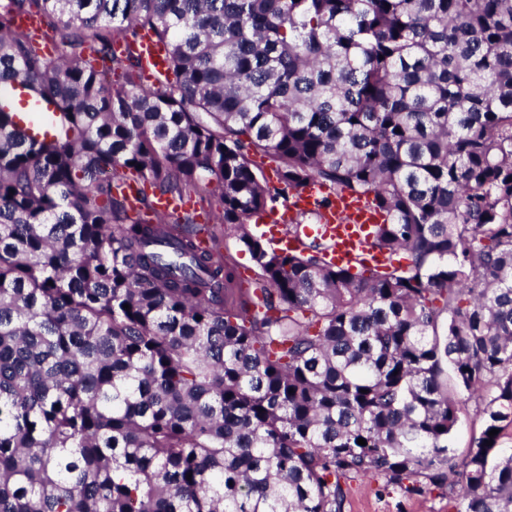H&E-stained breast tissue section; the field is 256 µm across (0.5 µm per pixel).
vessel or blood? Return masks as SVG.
Listing matches in <instances>:
<instances>
[{
    "instance_id": "obj_1",
    "label": "vessel or blood",
    "mask_w": 512,
    "mask_h": 512,
    "mask_svg": "<svg viewBox=\"0 0 512 512\" xmlns=\"http://www.w3.org/2000/svg\"><path fill=\"white\" fill-rule=\"evenodd\" d=\"M135 49L141 57L143 74L147 80L151 81L165 74L168 68V52L151 32L141 33ZM4 95L13 99L21 112L34 124L42 123L46 115L54 111L53 105L34 97L19 82L7 88ZM324 193V188L318 183H308L295 194L287 206L259 215L258 220L263 226L264 235L271 243L288 250L294 249L296 242L288 238L286 227L299 214L315 209L316 202ZM319 211L320 222L316 226L315 235L329 244L327 259L331 264L354 270L382 263V256L373 246L371 231L376 224L382 222L383 217L368 200L349 193H339L333 195L329 207Z\"/></svg>"
}]
</instances>
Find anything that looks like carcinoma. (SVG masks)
<instances>
[{
	"label": "carcinoma",
	"instance_id": "carcinoma-1",
	"mask_svg": "<svg viewBox=\"0 0 512 512\" xmlns=\"http://www.w3.org/2000/svg\"><path fill=\"white\" fill-rule=\"evenodd\" d=\"M17 80L58 116L0 102V512H344L358 477L512 512V0H7ZM124 177L217 203L260 277ZM310 181L385 214L387 268L248 229ZM135 50L141 57L143 74L148 81L165 74L168 68L167 48L150 31H143ZM459 419L452 436V444L458 453H462L474 437L482 431V421L476 411L474 401L468 400L460 404Z\"/></svg>",
	"mask_w": 512,
	"mask_h": 512
}]
</instances>
